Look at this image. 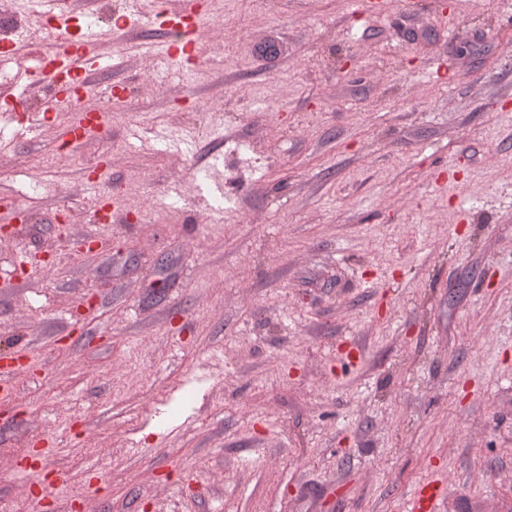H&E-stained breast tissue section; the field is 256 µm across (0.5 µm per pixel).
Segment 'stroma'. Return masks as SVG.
I'll return each mask as SVG.
<instances>
[{
    "instance_id": "obj_1",
    "label": "stroma",
    "mask_w": 512,
    "mask_h": 512,
    "mask_svg": "<svg viewBox=\"0 0 512 512\" xmlns=\"http://www.w3.org/2000/svg\"><path fill=\"white\" fill-rule=\"evenodd\" d=\"M383 2L213 0L181 78L121 31L67 153L0 114V512H512V0ZM102 110L94 104H83L82 112L71 120L65 131V141L69 144L81 143L91 132L101 131L104 122L101 120ZM88 118H96L95 122L87 124ZM10 354L0 355V402H9L16 397L14 378L23 365ZM430 484L420 485L411 492L407 503L408 512H432L436 494L429 488Z\"/></svg>"
}]
</instances>
